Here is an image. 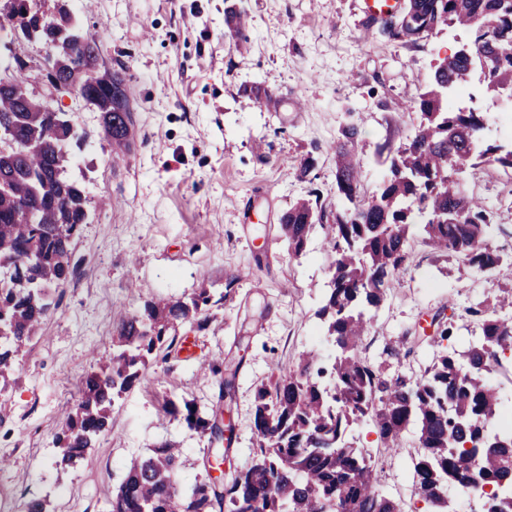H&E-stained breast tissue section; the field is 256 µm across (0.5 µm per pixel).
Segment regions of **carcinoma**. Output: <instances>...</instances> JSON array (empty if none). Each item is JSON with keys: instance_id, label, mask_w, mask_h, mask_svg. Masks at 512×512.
<instances>
[{"instance_id": "cac0c4a2", "label": "carcinoma", "mask_w": 512, "mask_h": 512, "mask_svg": "<svg viewBox=\"0 0 512 512\" xmlns=\"http://www.w3.org/2000/svg\"><path fill=\"white\" fill-rule=\"evenodd\" d=\"M26 2L42 0H0V31L41 45L43 60L59 73L53 87L69 88L96 108L112 151H130L126 80L100 63L99 33L78 24L70 0H58L50 15ZM224 20L235 45L248 42L244 10L230 4ZM456 26L472 36L438 63L415 98L418 129L391 158L379 190L361 195L354 153L361 130L352 123L333 146L336 206L317 194L294 201L281 218L289 254L302 255L317 229L327 245L331 288L318 317L340 349L331 381H321L318 354H299L256 391L249 467L186 487L180 451L156 448L125 464L109 512H222L226 505L230 512H401L378 488L371 456L343 439L348 426L363 421L391 449L402 447L404 431L416 425L423 454L414 480L431 512H458L454 493L464 491L476 496L478 512H512V429L496 427L502 401L495 380L512 362V318L483 301L473 304L465 312L479 321L481 341L440 352L410 376L388 377L362 355L372 324L367 307L380 302L387 281L405 268L414 237L463 266L512 274V259L491 245L494 207L451 179L484 166L512 171V149L477 150L489 115L448 104V94L475 74L491 89L512 85V0H407L385 38L414 43ZM2 72L11 87L0 91V147L8 150L0 155V381L58 306L50 290L76 273L71 245L88 221L85 188L70 175L82 136L68 113L48 111L47 100L29 92L26 61L11 54L0 63ZM236 281L229 277L218 295L202 287L184 299H151L143 314L120 319L112 358L85 377L82 398L57 436L62 464L82 457L107 431L114 395L142 382L148 357L182 343L180 325L203 327ZM438 338L453 342L452 323H438L434 335L416 336L414 343ZM218 417L192 405L183 413L203 434H219Z\"/></svg>"}]
</instances>
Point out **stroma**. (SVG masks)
<instances>
[{
    "instance_id": "obj_1",
    "label": "stroma",
    "mask_w": 512,
    "mask_h": 512,
    "mask_svg": "<svg viewBox=\"0 0 512 512\" xmlns=\"http://www.w3.org/2000/svg\"><path fill=\"white\" fill-rule=\"evenodd\" d=\"M90 2L77 20L101 30L104 65L125 74L133 144L113 156L98 112L46 79L31 83L36 96L69 112L84 139L76 175L90 220L73 245L74 278L52 290L58 307L15 357L0 392V512H27L33 500L48 512H108L126 461L166 443L181 448L187 483L250 466L258 386L304 351L319 350L328 364L336 355L316 315L329 281L323 234L314 232L305 253L291 256L280 237L282 215L314 189L322 203H335L330 146L351 122L362 130L355 151L363 192L372 194L389 166L380 146L394 152L411 139L419 123L414 98L435 65L468 39L463 30L413 45L368 37L359 0H241L250 43L239 51L224 25V0ZM253 85L267 87L278 109L249 96ZM309 156L314 168L298 179ZM463 182L496 209L492 245L512 255V194L501 169L466 172ZM232 274V300L212 310L205 329L183 327L192 351L150 360L143 383L115 399L93 448L60 465L55 435L81 399L84 375L111 357L119 314L140 312L158 296L189 297L203 284L223 291ZM504 288L512 289V279L434 259L413 243L407 269L372 309L363 353L388 376L419 372L432 348L416 346L400 358L385 348L429 328L436 314L453 323L460 343L477 339L480 325L465 307ZM213 358L240 365L226 454L220 441L169 412L173 403L219 404L223 374L200 369ZM346 439L369 450L379 488L402 512H427L413 479L422 454L415 428L396 450L363 423Z\"/></svg>"
}]
</instances>
